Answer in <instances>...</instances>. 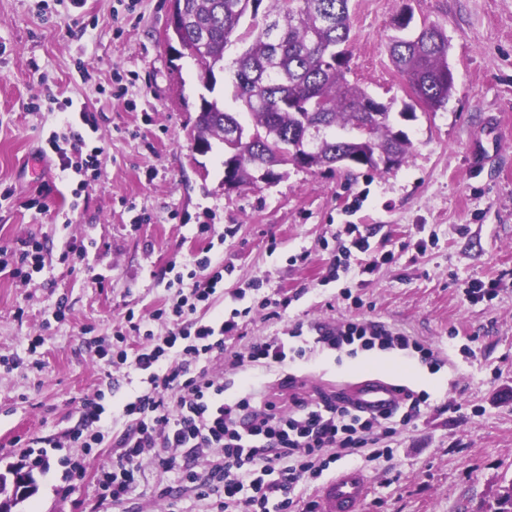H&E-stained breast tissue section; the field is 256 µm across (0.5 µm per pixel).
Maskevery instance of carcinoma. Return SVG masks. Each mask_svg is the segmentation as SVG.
<instances>
[{
	"label": "carcinoma",
	"mask_w": 512,
	"mask_h": 512,
	"mask_svg": "<svg viewBox=\"0 0 512 512\" xmlns=\"http://www.w3.org/2000/svg\"><path fill=\"white\" fill-rule=\"evenodd\" d=\"M193 18L184 39L193 41L195 28L210 35L208 54L195 56L196 66L208 69L206 85L214 92L218 58L237 37L249 42L235 61L233 99L241 111L229 112L217 98H200L195 128L206 139L223 140L230 127L245 130L250 139L224 146V158L236 159L234 176L239 186L254 184L253 174L265 169L281 179L283 168L295 164L305 125L325 124L312 169L346 156L355 167L374 171L386 168L370 161L379 153L407 162L412 142L399 128V119L415 117L414 105L394 115L363 87L346 78L349 65L351 18L349 0H176ZM252 22L243 26L244 19ZM338 58L325 60L327 51ZM391 61L405 78L411 98L430 110L444 106L454 90V75L448 71V40L436 23L423 24L411 35L394 37L389 47ZM12 483L0 476L3 507L10 510L37 492L32 474L17 466L9 469Z\"/></svg>",
	"instance_id": "1"
}]
</instances>
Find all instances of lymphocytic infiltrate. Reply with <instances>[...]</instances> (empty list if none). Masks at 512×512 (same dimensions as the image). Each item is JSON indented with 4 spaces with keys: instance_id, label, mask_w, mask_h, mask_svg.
<instances>
[{
    "instance_id": "1",
    "label": "lymphocytic infiltrate",
    "mask_w": 512,
    "mask_h": 512,
    "mask_svg": "<svg viewBox=\"0 0 512 512\" xmlns=\"http://www.w3.org/2000/svg\"><path fill=\"white\" fill-rule=\"evenodd\" d=\"M68 148L56 137L48 145L61 172L82 174L99 166L100 147H89L86 130H97L93 113L78 109L65 116ZM186 295L153 312L156 320L171 323L167 335L143 329L134 313H127L128 329L116 332L112 341V365L130 367L145 374L149 390L125 404L126 427L115 442L119 453L111 465L88 473L81 459L65 457L67 481L93 479L101 503L119 505L129 497L143 460L157 468L179 470L181 482L197 496L210 500L211 512H295L293 492L305 480L319 479L332 463L348 458L373 463L390 458L399 428L414 423L427 398L405 392L401 416L358 414L341 400L312 402L294 397L292 411H282L277 401L245 391L233 399L224 397V374L246 366L270 368L288 358L304 357L305 346H291L288 337L272 336L238 349L239 324L235 319L220 325L194 322L199 305L208 303L224 284V264L211 256H195L187 264ZM141 341L131 348L127 335ZM315 344L331 349L359 346L414 351L423 361L437 366V351L401 332L349 320L315 337ZM104 391L85 396L80 421L69 440L84 451L102 447L99 432L105 417ZM219 459L210 467L197 462L210 453ZM250 496H243V488ZM276 509H269V502Z\"/></svg>"
}]
</instances>
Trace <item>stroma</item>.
I'll return each mask as SVG.
<instances>
[{"label":"stroma","instance_id":"stroma-1","mask_svg":"<svg viewBox=\"0 0 512 512\" xmlns=\"http://www.w3.org/2000/svg\"><path fill=\"white\" fill-rule=\"evenodd\" d=\"M168 0H140L134 23L120 0H0V249L43 246L45 267L26 282L0 273V472L50 442L35 472L37 493L14 512H98L92 480H63L64 440L81 399L108 380L100 357L127 313L146 317L171 303L177 268L205 246L230 272L205 320L248 309L247 339L301 328L306 339L348 319L372 321L439 350L434 368L418 353L382 351L363 368L348 351L315 349L284 366L246 368L228 395L252 387L289 408L292 394L332 397L372 374L429 396L393 458L372 463L363 512H495L512 484V0H350L348 80L403 106L409 89L394 69L392 19L439 23L455 90L443 107L403 122L412 153L388 172H333L290 165L272 184L224 187V146L193 150L206 92L191 59L171 64L163 40ZM121 37H114L115 29ZM132 79L113 98L114 74ZM43 111H26L31 97ZM97 119L99 175L85 191L61 178L55 155L38 157L57 130L64 100ZM42 197L44 208L29 207ZM135 202L129 212L126 202ZM142 213L146 222L133 221ZM369 235L370 255L330 268L347 225ZM373 271H365L367 261ZM496 282L472 298V284ZM290 298L278 317L254 309ZM66 300L64 319L54 312ZM37 349H30L33 338ZM294 377L296 388L285 386ZM103 404L104 447L91 467L112 462L126 427L123 405L146 390L143 374H118ZM170 495H163V488ZM209 501L175 473L143 461L136 487L112 512H208Z\"/></svg>","mask_w":512,"mask_h":512}]
</instances>
